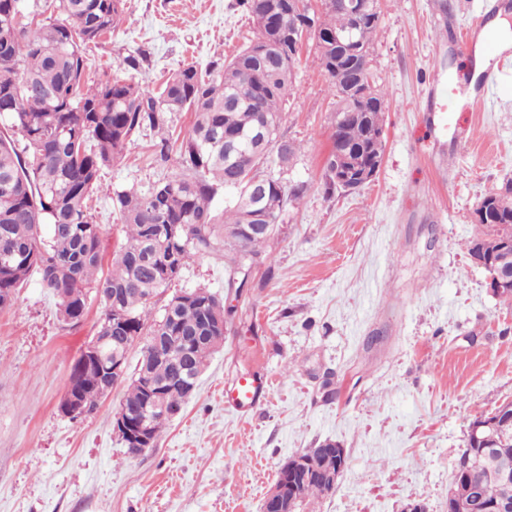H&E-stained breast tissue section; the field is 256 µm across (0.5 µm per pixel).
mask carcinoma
Here are the masks:
<instances>
[{
	"label": "carcinoma",
	"mask_w": 512,
	"mask_h": 512,
	"mask_svg": "<svg viewBox=\"0 0 512 512\" xmlns=\"http://www.w3.org/2000/svg\"><path fill=\"white\" fill-rule=\"evenodd\" d=\"M302 2L304 9L297 7ZM126 0H52L54 14L45 16L41 0H0V24L13 27V37L0 40V111L10 136H0V309L10 305L16 288L28 275H39L41 286L58 300L63 323L77 325L87 314L96 292L103 311L97 349L86 348L74 361L68 386L93 412L115 386L127 383L122 410L132 419L142 415L149 393L158 395L151 414L153 439L181 411L186 394L180 385L195 383L209 359L224 345V326L232 310L207 288L177 292L152 316L153 299L165 292L181 271L196 259L222 251L227 274L260 263L261 248L274 236L288 205L298 201L305 186L285 191L268 179L265 223L268 234L250 231L246 208L235 197L214 209L221 193L245 178L261 176L271 154L289 164L298 145L276 153L254 131L264 126L272 138L281 125L293 86L300 49L288 38L270 39L274 32L319 28L317 59L335 101L332 148L325 159L326 188L352 192L366 181L357 175L382 162L385 97L377 89H355L356 74L372 75L373 42L381 10L357 17L343 0H238L255 25L254 38L230 60L208 64L202 75L188 65L170 75L157 89L130 78H112L87 85L84 47L103 38L125 16ZM352 38L364 48L354 65L336 56L332 37ZM181 112L194 121L178 147L170 132ZM163 133L153 153L168 160L177 153V171L141 191L117 190L112 205L125 231L124 246L102 270V225L88 204L101 172L123 159L132 137L144 130ZM352 153L351 177L344 184L333 176L334 151ZM480 236L491 240L501 226L512 225V185L485 196ZM143 340L142 356L133 373L128 353ZM121 362L125 372L112 375ZM324 441L290 458L308 459L317 470L306 481H295L288 494L295 512L333 492L325 478ZM512 469V442L496 453L480 455L465 443L448 486L474 484L482 505L499 501L505 489L493 477L501 467Z\"/></svg>",
	"instance_id": "carcinoma-1"
}]
</instances>
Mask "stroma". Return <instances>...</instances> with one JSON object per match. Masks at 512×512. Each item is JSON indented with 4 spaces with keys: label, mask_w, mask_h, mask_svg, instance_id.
<instances>
[{
    "label": "stroma",
    "mask_w": 512,
    "mask_h": 512,
    "mask_svg": "<svg viewBox=\"0 0 512 512\" xmlns=\"http://www.w3.org/2000/svg\"><path fill=\"white\" fill-rule=\"evenodd\" d=\"M495 0H381L372 75L387 102L377 175L348 193L325 186L333 103L314 44L303 47L281 130L299 150L262 173L303 182L240 297L224 256L190 263L172 291L208 288L231 306L223 347L155 446L127 454L113 430L126 390L73 420L60 413L71 365L96 333L64 325L31 275L0 310V512H261L280 467L331 439L347 452L335 492L313 512H448V480L476 415L512 401V304L494 296L466 245L476 208L512 179V67L472 103L471 56L459 31ZM254 36L236 0H126L125 17L87 50L93 79L152 83L194 63L228 60ZM145 51L140 72L123 57ZM461 87L449 121L421 111L437 69ZM148 136L103 171L92 195L102 252L125 241L115 189L174 172ZM272 381L244 412L224 386Z\"/></svg>",
    "instance_id": "obj_1"
}]
</instances>
